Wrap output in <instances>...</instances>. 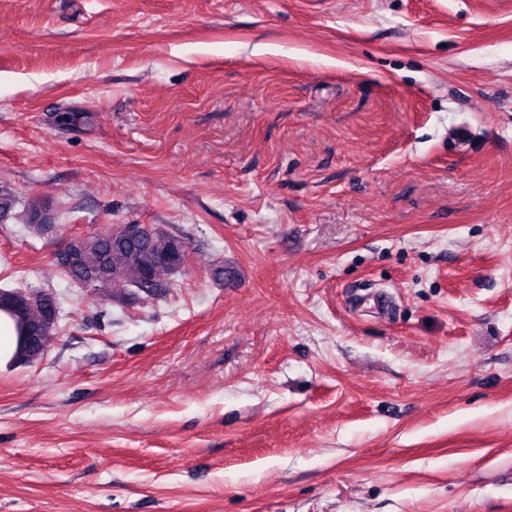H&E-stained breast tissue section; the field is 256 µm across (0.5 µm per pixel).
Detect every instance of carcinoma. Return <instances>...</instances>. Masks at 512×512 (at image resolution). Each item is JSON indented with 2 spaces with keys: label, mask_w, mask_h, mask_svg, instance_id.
<instances>
[{
  "label": "carcinoma",
  "mask_w": 512,
  "mask_h": 512,
  "mask_svg": "<svg viewBox=\"0 0 512 512\" xmlns=\"http://www.w3.org/2000/svg\"><path fill=\"white\" fill-rule=\"evenodd\" d=\"M72 259L63 272L79 286L90 284L92 291L112 297V289L137 287L146 297H160L170 287L166 277L181 271L168 261L184 253L178 238L162 230L143 237H128L118 231L96 233L71 245ZM30 289L5 292L0 310L14 322L17 336L26 332L30 341L18 344L13 363L31 364L42 357L50 342L47 323L53 301L29 302Z\"/></svg>",
  "instance_id": "obj_1"
}]
</instances>
